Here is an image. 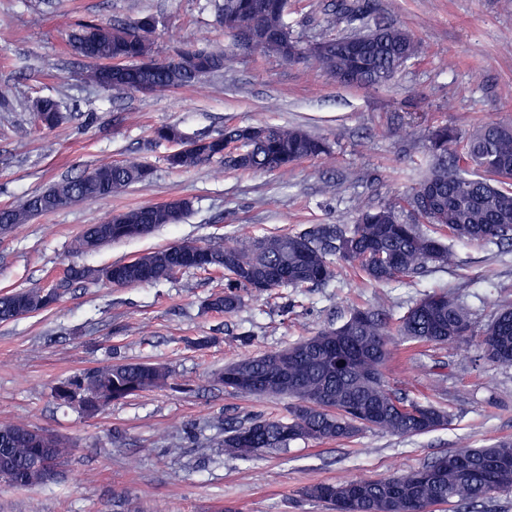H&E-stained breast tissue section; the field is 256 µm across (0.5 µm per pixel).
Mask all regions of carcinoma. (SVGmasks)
<instances>
[{"label":"carcinoma","instance_id":"obj_1","mask_svg":"<svg viewBox=\"0 0 512 512\" xmlns=\"http://www.w3.org/2000/svg\"><path fill=\"white\" fill-rule=\"evenodd\" d=\"M288 0H224L219 23L238 48V30L258 27L265 38L251 53L273 55L291 63L317 62L333 81L347 85L387 83L420 47L404 27L390 24L343 38L302 43L285 21ZM340 13L350 22L370 13L372 0H342ZM145 15L126 26L87 23L70 38L71 49L98 60L120 59L124 70L105 78L92 66L88 81L104 87L136 90L151 82L163 90L195 83L224 69L227 53L176 49L164 59L156 56L154 28ZM36 120L53 128L62 120L59 102L50 97L32 105ZM227 127L224 133L200 138V145L167 156L172 168L189 169L212 161L241 170L272 172L330 153L327 141L295 126ZM154 139L178 144L183 132L176 125L154 128ZM427 139L436 161L431 174L396 202L365 205L354 224L345 228L317 226L295 234L245 238L234 245L206 244L201 249L224 265V294L213 296L210 310L230 314L242 302L240 291L261 295L273 288L317 287L335 277L331 257L349 264L369 282L386 284L422 273L428 265L455 263L445 239L462 243L512 245V124L490 123L464 137L455 128L432 129ZM241 141L245 154L228 157V145ZM485 176L473 178L468 168ZM149 170L134 160L102 162L90 177L64 179L48 190L0 210V229L26 223L81 200L112 195L139 183ZM189 208L183 199L144 206L110 215L92 225L72 243L76 255L92 251L91 236L107 232L113 241L151 233L175 224ZM429 225L424 230L421 225ZM200 268L196 255L172 243L144 253L133 264L116 262L103 268L111 284L120 287L157 282L177 271ZM58 294L40 289L0 296V322L21 313L43 311ZM474 328L470 309L445 291L424 294L398 318L381 308H356L336 328L318 331L288 348L224 367L220 381L233 393L252 397L286 396L294 400L290 418L255 417L227 432L224 452L240 458L286 448L304 438L341 441L366 428L401 436H417L448 425V413L430 403L410 399L387 386L382 369L390 340L453 346L465 340L461 327ZM482 356L512 365V308L501 309L479 333ZM169 374L150 363H118L96 368L54 389L59 401L80 396L82 411L94 416L108 403L140 391L166 385ZM70 445L56 434L24 425L0 424V482L16 487L44 483L43 466L60 468ZM449 456L467 463L464 469L432 460L403 474L383 479L352 478L339 483L318 482L302 489L311 500L333 505L335 512H418L435 503H454L464 509L499 491L501 462L512 458V439L499 438L482 448H458Z\"/></svg>","mask_w":512,"mask_h":512}]
</instances>
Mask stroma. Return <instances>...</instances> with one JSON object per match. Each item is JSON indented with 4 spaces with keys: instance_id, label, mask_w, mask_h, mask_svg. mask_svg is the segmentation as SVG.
Listing matches in <instances>:
<instances>
[{
    "instance_id": "stroma-1",
    "label": "stroma",
    "mask_w": 512,
    "mask_h": 512,
    "mask_svg": "<svg viewBox=\"0 0 512 512\" xmlns=\"http://www.w3.org/2000/svg\"><path fill=\"white\" fill-rule=\"evenodd\" d=\"M218 0H0V206L16 203L103 161L136 158L148 181L43 213L0 235V293L56 289L49 309L0 322V424L50 431L74 445L59 477L21 488L0 483V512H330L302 497L304 486L351 477L395 476L467 445L512 438V366L481 359L476 337L448 348L397 340L384 368L388 385L449 414L447 427L415 437L366 429L345 441L298 440L241 460L224 433L253 416L288 415L282 398L226 391L217 375L230 362L284 349L339 326L353 309L400 315L442 289L484 327L512 304V247L456 242L455 264L386 285L362 283L346 267L319 288L244 294L231 314L206 308L222 292L216 272L183 270L153 284L116 287L72 281L64 268L99 269L177 241L235 244L243 235L293 234L315 224L352 223L359 206L395 202L429 174L428 130L472 131L512 122V5L505 0H373L359 25L338 0H289L296 37H342L353 28L398 24L421 44L383 86L327 80L316 62L237 52L219 73L156 92L107 91L87 81L88 61L69 35L78 24L129 23L149 14L158 56L181 45L224 49ZM58 99L63 122L36 126L32 104ZM178 125L187 137L228 126H299L327 138L332 153L287 169L242 171L221 162L168 167L173 147L152 130ZM191 207L147 236L72 257L87 225L171 199ZM206 347H196L200 338ZM152 362L170 383L86 416L55 399L61 381L113 363Z\"/></svg>"
}]
</instances>
